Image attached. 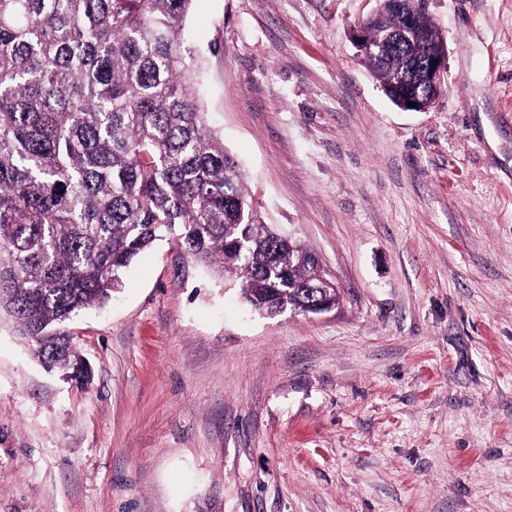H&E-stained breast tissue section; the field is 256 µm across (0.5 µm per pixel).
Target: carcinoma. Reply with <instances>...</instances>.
<instances>
[{
  "instance_id": "cac0c4a2",
  "label": "carcinoma",
  "mask_w": 512,
  "mask_h": 512,
  "mask_svg": "<svg viewBox=\"0 0 512 512\" xmlns=\"http://www.w3.org/2000/svg\"><path fill=\"white\" fill-rule=\"evenodd\" d=\"M193 0H0V312L49 368L84 377L58 326L103 306L166 236L218 269L260 314L334 305L312 253L262 219L194 86ZM368 39L413 18L364 62L392 102L437 88L413 66L446 42L426 0H380Z\"/></svg>"
}]
</instances>
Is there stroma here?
<instances>
[{"instance_id":"35a3bbf8","label":"stroma","mask_w":512,"mask_h":512,"mask_svg":"<svg viewBox=\"0 0 512 512\" xmlns=\"http://www.w3.org/2000/svg\"><path fill=\"white\" fill-rule=\"evenodd\" d=\"M378 0H194L200 102L340 297L254 312L174 240L64 330L0 315V512H512V0H431L444 91L359 55Z\"/></svg>"}]
</instances>
